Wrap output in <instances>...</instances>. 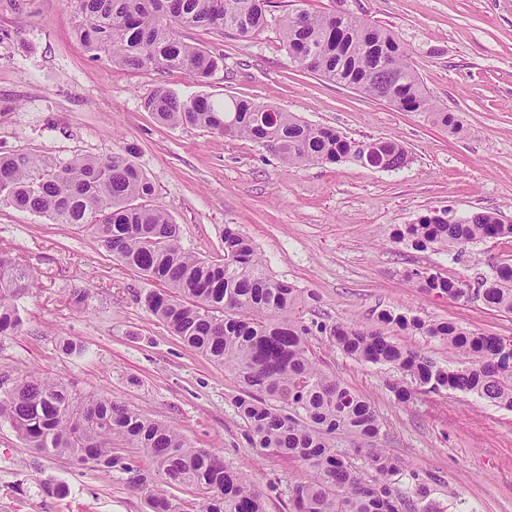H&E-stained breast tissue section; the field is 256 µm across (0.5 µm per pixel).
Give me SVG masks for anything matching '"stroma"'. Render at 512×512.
Segmentation results:
<instances>
[{
  "label": "stroma",
  "mask_w": 512,
  "mask_h": 512,
  "mask_svg": "<svg viewBox=\"0 0 512 512\" xmlns=\"http://www.w3.org/2000/svg\"><path fill=\"white\" fill-rule=\"evenodd\" d=\"M272 3L267 27L249 39L183 31L185 41L224 57L202 85L179 71L123 69L92 56L64 0H34L19 13L1 8L0 30L10 38L0 42V154L67 160L132 147L155 187L152 204L179 224L185 250L220 258L224 227L233 225L272 276L309 293L306 320L358 322L394 309L512 336V315L436 296L407 277L436 268L475 279L512 259V239L473 245L458 262L448 248L418 251L394 238L401 225L436 211L452 220L495 211L512 222V0H303L310 12L393 31L429 95L462 117L460 135L296 66L277 23L292 0ZM159 85L218 103L273 105L355 139L393 138L409 160L393 172L353 161L288 167L249 140L158 124L142 101ZM1 249L29 265L39 286L19 304L21 330L0 336V391L41 372L131 405L247 472L267 512H293L301 463L251 447L234 403L239 378L146 310L155 282L115 260L90 231L4 204ZM79 291L84 301L75 300ZM311 345L327 372L376 408L379 446L407 464L397 487L425 483L438 512H512V411L448 390L401 403L388 388L400 377L393 368L358 361L325 336ZM112 453L118 463L104 474L37 455L0 423V512H148L136 476H156L151 459L119 440ZM60 483L67 496L53 494Z\"/></svg>",
  "instance_id": "obj_1"
}]
</instances>
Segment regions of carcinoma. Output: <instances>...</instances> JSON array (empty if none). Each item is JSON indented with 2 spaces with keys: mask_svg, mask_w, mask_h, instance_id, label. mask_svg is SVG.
Instances as JSON below:
<instances>
[{
  "mask_svg": "<svg viewBox=\"0 0 512 512\" xmlns=\"http://www.w3.org/2000/svg\"><path fill=\"white\" fill-rule=\"evenodd\" d=\"M266 0H67L78 39L121 68L180 70L201 84L224 63L181 40L182 29L250 38L267 25ZM283 44L299 67L363 97L405 112H423L451 134L463 130L457 112L431 98L388 30L368 20L296 8L280 19ZM167 126L205 128L224 138L248 139L273 151L290 167L360 162L395 171L407 164L395 140L358 141L310 124L291 112L247 99L216 103L203 95L181 97L159 85L142 101ZM131 149L97 157L59 160L40 154L0 155V204L49 218L55 224L88 227L107 252L163 290L145 296V306L185 345L232 369L242 383L235 404L247 423L251 447L299 461L307 475L293 487L294 512H438L419 507L424 484L413 493L395 487L402 462L371 448L364 478L341 450L348 437L372 444L383 422L372 404L325 371L309 338L328 336L349 356L388 365L401 374L390 385L407 402L418 391H459L512 411V337L469 330L453 321L427 322L385 310L364 323L326 325L304 318L305 292L274 278L241 232L224 227L220 259L204 260L180 243L179 225L148 204L155 189L129 158ZM512 239V222L494 212L450 221L425 216L402 225L396 239L416 248L433 244L458 249L488 239ZM417 287L454 300L478 298L488 308L512 314V262L503 261L475 284L437 269H415ZM38 285L18 258L0 252V336L23 324L19 302ZM419 331L448 344L461 361L446 367L394 343L385 329ZM0 421L10 423L25 445L42 456H66L98 471L115 463L112 442L138 448L154 462L168 487H193L204 497L202 512H265L250 476L224 466L193 446L175 428L126 404L81 395L64 382L28 374L0 393ZM151 512H179L163 490L149 491Z\"/></svg>",
  "mask_w": 512,
  "mask_h": 512,
  "instance_id": "obj_1",
  "label": "carcinoma"
}]
</instances>
